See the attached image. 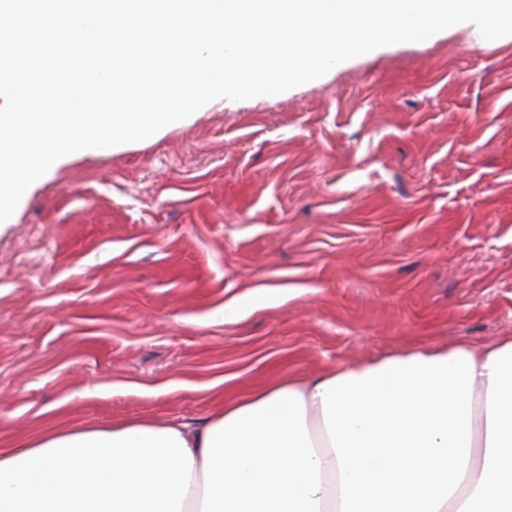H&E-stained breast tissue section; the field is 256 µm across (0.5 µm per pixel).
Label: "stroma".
Wrapping results in <instances>:
<instances>
[{"mask_svg": "<svg viewBox=\"0 0 512 512\" xmlns=\"http://www.w3.org/2000/svg\"><path fill=\"white\" fill-rule=\"evenodd\" d=\"M506 335L512 36L448 29L37 187L0 228V446Z\"/></svg>", "mask_w": 512, "mask_h": 512, "instance_id": "1", "label": "stroma"}]
</instances>
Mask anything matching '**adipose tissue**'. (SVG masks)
Instances as JSON below:
<instances>
[{
	"mask_svg": "<svg viewBox=\"0 0 512 512\" xmlns=\"http://www.w3.org/2000/svg\"><path fill=\"white\" fill-rule=\"evenodd\" d=\"M0 512H512V336L0 448Z\"/></svg>",
	"mask_w": 512,
	"mask_h": 512,
	"instance_id": "obj_1",
	"label": "adipose tissue"
}]
</instances>
